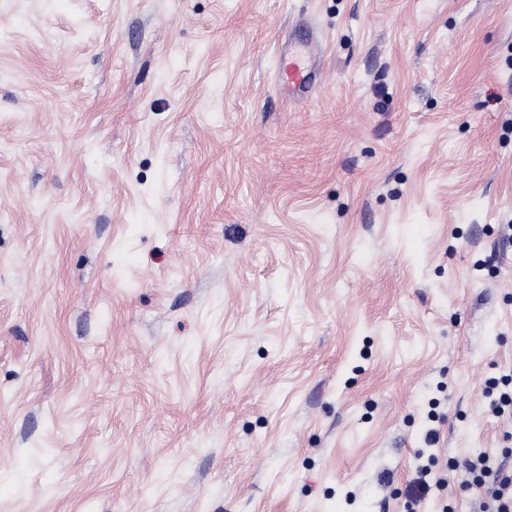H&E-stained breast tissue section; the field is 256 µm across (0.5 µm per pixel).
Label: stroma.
<instances>
[{
  "instance_id": "1",
  "label": "stroma",
  "mask_w": 512,
  "mask_h": 512,
  "mask_svg": "<svg viewBox=\"0 0 512 512\" xmlns=\"http://www.w3.org/2000/svg\"><path fill=\"white\" fill-rule=\"evenodd\" d=\"M510 373L512 0H0V512H473ZM306 40L302 48L292 52H279L276 58L277 86L288 100L309 96L315 89V69L310 54L320 45V37L313 27L305 28Z\"/></svg>"
}]
</instances>
